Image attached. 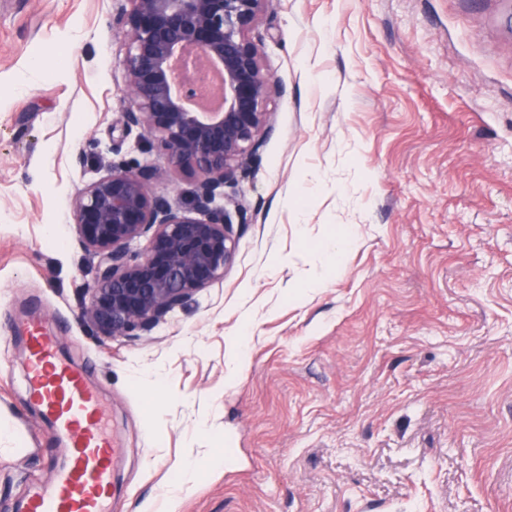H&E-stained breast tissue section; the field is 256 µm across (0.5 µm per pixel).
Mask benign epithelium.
I'll list each match as a JSON object with an SVG mask.
<instances>
[{"label": "benign epithelium", "mask_w": 512, "mask_h": 512, "mask_svg": "<svg viewBox=\"0 0 512 512\" xmlns=\"http://www.w3.org/2000/svg\"><path fill=\"white\" fill-rule=\"evenodd\" d=\"M127 2L119 25L132 106L123 125L140 128L193 183L184 207L155 194L161 171L138 163L112 167L75 197L79 239L98 261L82 317L108 337L148 332L224 279L236 249L224 188L261 147L275 93L249 37L266 0ZM188 49L223 72L222 108L201 107Z\"/></svg>", "instance_id": "benign-epithelium-1"}]
</instances>
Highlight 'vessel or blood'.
Masks as SVG:
<instances>
[{"instance_id": "1", "label": "vessel or blood", "mask_w": 512, "mask_h": 512, "mask_svg": "<svg viewBox=\"0 0 512 512\" xmlns=\"http://www.w3.org/2000/svg\"><path fill=\"white\" fill-rule=\"evenodd\" d=\"M29 391L68 449L65 462L32 492L25 512H116L112 469L119 454L100 391L63 359L40 318L24 325Z\"/></svg>"}]
</instances>
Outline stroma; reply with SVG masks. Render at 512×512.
<instances>
[{"label": "stroma", "instance_id": "35a3bbf8", "mask_svg": "<svg viewBox=\"0 0 512 512\" xmlns=\"http://www.w3.org/2000/svg\"><path fill=\"white\" fill-rule=\"evenodd\" d=\"M126 7L0 0V422L38 444L0 453V512L67 455L25 386L38 307L105 390L118 512H161L188 462L178 512H512V0H266L249 36L281 93L225 189L234 261L111 338L81 316L71 200L114 163L162 168L174 201L192 184L120 133ZM357 227L355 225H350L348 227L345 235L336 240H329L325 246V249L331 254V265L330 269L336 270V272L340 269L342 265V255H343V247L348 246L357 241Z\"/></svg>", "mask_w": 512, "mask_h": 512}]
</instances>
